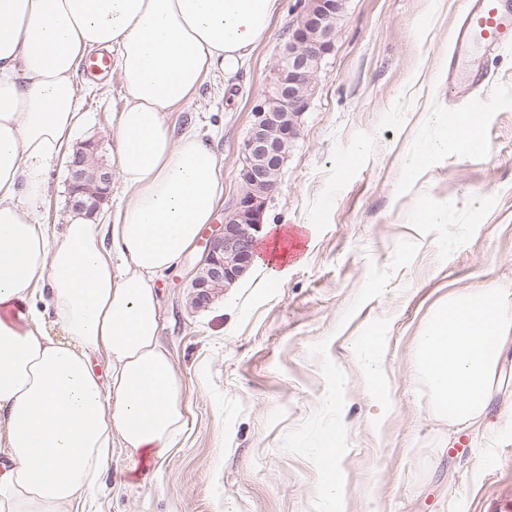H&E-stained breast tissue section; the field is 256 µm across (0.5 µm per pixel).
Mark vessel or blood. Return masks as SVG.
<instances>
[{"instance_id": "1", "label": "vessel or blood", "mask_w": 512, "mask_h": 512, "mask_svg": "<svg viewBox=\"0 0 512 512\" xmlns=\"http://www.w3.org/2000/svg\"><path fill=\"white\" fill-rule=\"evenodd\" d=\"M464 17L455 32L457 52L480 46L494 54L512 43V0H463Z\"/></svg>"}]
</instances>
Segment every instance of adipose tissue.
<instances>
[{
    "mask_svg": "<svg viewBox=\"0 0 512 512\" xmlns=\"http://www.w3.org/2000/svg\"><path fill=\"white\" fill-rule=\"evenodd\" d=\"M279 0H0V512H60L96 496L112 447L164 459L185 424L183 385L158 336L156 282L211 223L222 165L169 115L206 70L236 72ZM112 53L122 199L112 223L40 222L46 174L79 120L87 52ZM52 316L62 337L45 332ZM512 310L500 288L436 309L416 343L438 410L488 405ZM107 358L99 372L95 358Z\"/></svg>",
    "mask_w": 512,
    "mask_h": 512,
    "instance_id": "adipose-tissue-1",
    "label": "adipose tissue"
}]
</instances>
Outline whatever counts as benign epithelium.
I'll return each mask as SVG.
<instances>
[{"label": "benign epithelium", "mask_w": 512, "mask_h": 512, "mask_svg": "<svg viewBox=\"0 0 512 512\" xmlns=\"http://www.w3.org/2000/svg\"><path fill=\"white\" fill-rule=\"evenodd\" d=\"M342 0H302L275 67L271 92L253 108L243 145L242 190L234 208L205 241V258L191 282V305L208 306L218 290L229 288L252 267L256 235L261 231L268 196L277 188L288 152L298 134V119L309 106L314 81L336 38ZM98 145L89 142L69 157L68 206L87 218L97 215L112 185V168H102L93 183L83 167Z\"/></svg>", "instance_id": "1"}]
</instances>
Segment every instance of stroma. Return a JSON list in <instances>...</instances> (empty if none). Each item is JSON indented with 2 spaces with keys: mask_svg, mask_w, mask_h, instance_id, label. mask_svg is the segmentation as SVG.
I'll return each mask as SVG.
<instances>
[{
  "mask_svg": "<svg viewBox=\"0 0 512 512\" xmlns=\"http://www.w3.org/2000/svg\"><path fill=\"white\" fill-rule=\"evenodd\" d=\"M297 9L281 0L244 65L207 72L169 116L175 135L198 132L222 163L215 222L242 189L252 110ZM461 12L462 0H344L260 233L275 241L303 226L300 259L277 276L253 265L204 309L190 305L203 241L160 281V336L184 378L186 427L160 464L113 448L97 512H333L318 448L338 425L344 512H484L512 486V347L484 415L465 427L437 411L415 357L432 311L458 290L492 282L512 308V44L452 58ZM474 61L483 81L449 94L448 71ZM76 90L74 143L96 141L114 163L118 74L93 83L79 72ZM451 109L478 116L483 151L450 143L408 172L407 156L437 138ZM67 199L60 160L47 173L48 231L71 220ZM358 336L381 341L387 395L364 383ZM460 438L473 455L449 457Z\"/></svg>",
  "mask_w": 512,
  "mask_h": 512,
  "instance_id": "stroma-1",
  "label": "stroma"
}]
</instances>
